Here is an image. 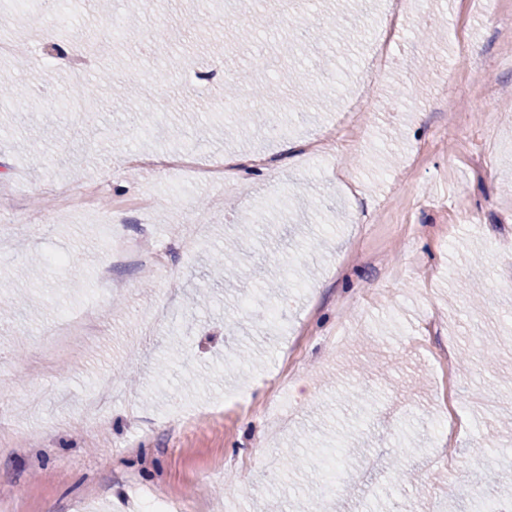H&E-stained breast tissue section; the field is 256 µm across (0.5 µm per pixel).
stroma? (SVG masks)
Masks as SVG:
<instances>
[{"instance_id": "1", "label": "stroma", "mask_w": 512, "mask_h": 512, "mask_svg": "<svg viewBox=\"0 0 512 512\" xmlns=\"http://www.w3.org/2000/svg\"><path fill=\"white\" fill-rule=\"evenodd\" d=\"M391 2L0 0V30L33 31L0 57V89L27 92L0 99V512H134V482L213 512H454L512 487L494 463L512 425L474 407L512 402V0H426L375 70ZM115 15L134 20L118 40ZM58 43L97 47L95 67ZM257 85L301 107L278 136ZM79 86L95 124L60 107ZM325 127L312 160L284 152ZM181 153L224 182L130 163ZM90 183L95 212L59 208ZM143 191L153 223L113 211ZM116 222L168 260L103 291ZM88 310L91 333L45 361Z\"/></svg>"}]
</instances>
